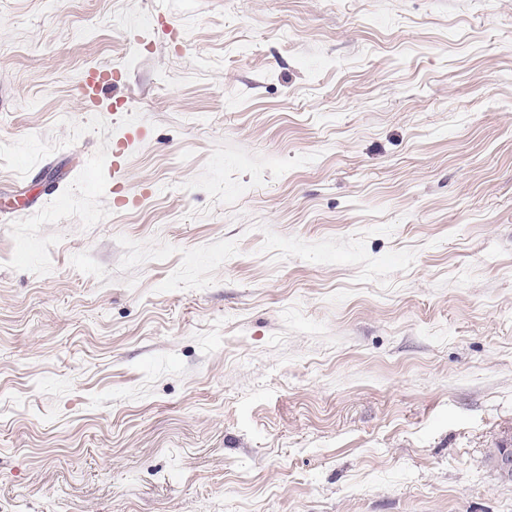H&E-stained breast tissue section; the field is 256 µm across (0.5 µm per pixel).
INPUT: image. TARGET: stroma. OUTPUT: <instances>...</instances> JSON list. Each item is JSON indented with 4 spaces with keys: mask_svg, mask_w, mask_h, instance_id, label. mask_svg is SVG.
Instances as JSON below:
<instances>
[{
    "mask_svg": "<svg viewBox=\"0 0 512 512\" xmlns=\"http://www.w3.org/2000/svg\"><path fill=\"white\" fill-rule=\"evenodd\" d=\"M0 208V512H512V0H0ZM120 72L111 66H99L85 70L73 85V92L86 109L103 105L104 90L119 81ZM132 142L133 137L131 135H126L124 139L112 142V192L113 194H119L114 197V201L125 205L137 203L136 197L122 194L126 183L125 158Z\"/></svg>",
    "mask_w": 512,
    "mask_h": 512,
    "instance_id": "35a3bbf8",
    "label": "stroma"
}]
</instances>
